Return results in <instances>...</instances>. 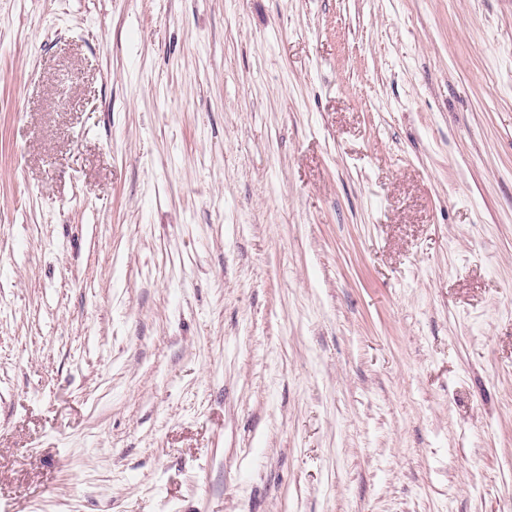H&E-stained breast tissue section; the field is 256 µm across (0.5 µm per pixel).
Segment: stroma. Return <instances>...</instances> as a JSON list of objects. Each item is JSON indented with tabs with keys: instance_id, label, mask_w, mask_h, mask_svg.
<instances>
[{
	"instance_id": "stroma-1",
	"label": "stroma",
	"mask_w": 512,
	"mask_h": 512,
	"mask_svg": "<svg viewBox=\"0 0 512 512\" xmlns=\"http://www.w3.org/2000/svg\"><path fill=\"white\" fill-rule=\"evenodd\" d=\"M0 512H512V0H0Z\"/></svg>"
}]
</instances>
